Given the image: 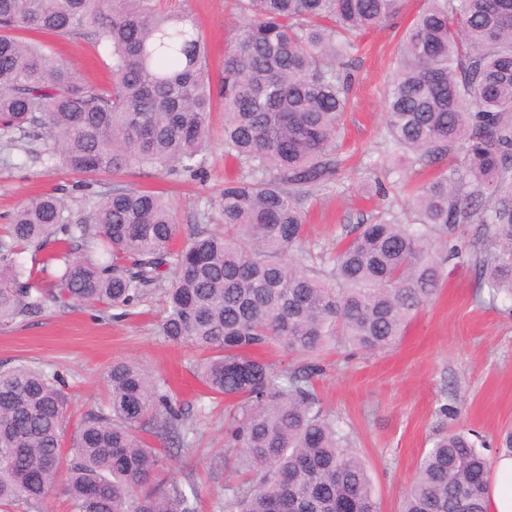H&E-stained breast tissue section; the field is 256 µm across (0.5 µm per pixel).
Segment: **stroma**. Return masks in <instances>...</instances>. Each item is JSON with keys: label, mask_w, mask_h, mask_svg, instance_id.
I'll return each mask as SVG.
<instances>
[{"label": "stroma", "mask_w": 512, "mask_h": 512, "mask_svg": "<svg viewBox=\"0 0 512 512\" xmlns=\"http://www.w3.org/2000/svg\"><path fill=\"white\" fill-rule=\"evenodd\" d=\"M423 0H401L383 27L358 38L345 57L351 76V105L345 114L342 164L328 187L303 204L305 248L330 251L342 233L371 222L387 205L401 206L399 179L422 184L446 170L447 162L404 167L393 174L387 152L384 92L395 70L401 38ZM163 11L189 12L208 46L212 78H219L224 52L240 15L232 0H161ZM54 54L75 66L93 84L111 80L108 60L94 40L50 37ZM234 172L224 160L221 138L212 141L205 180L191 181L131 170L126 184L163 192L179 224L203 221L209 194L222 189ZM82 176L63 166L21 161L9 137L0 136V225L33 196L61 194L74 217L82 215ZM159 304L121 320L83 305L48 306L41 312L0 323V364L26 363L56 369L72 397V417L105 404V372L112 362L144 364L168 380L174 396L194 416L190 452H176L169 464L178 478L191 480L200 512H219L222 481L211 478L224 450V401L192 376V351L158 333ZM315 361L322 368L314 387L326 412L339 420L365 461L380 512H399L423 452L435 434L469 432L488 444V457L503 452L512 432V306L492 300L472 265L456 268L437 296L411 321L386 352L327 346Z\"/></svg>", "instance_id": "stroma-1"}]
</instances>
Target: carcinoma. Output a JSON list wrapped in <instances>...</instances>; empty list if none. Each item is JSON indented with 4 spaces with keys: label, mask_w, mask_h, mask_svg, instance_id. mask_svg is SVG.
I'll return each instance as SVG.
<instances>
[{
    "label": "carcinoma",
    "mask_w": 512,
    "mask_h": 512,
    "mask_svg": "<svg viewBox=\"0 0 512 512\" xmlns=\"http://www.w3.org/2000/svg\"><path fill=\"white\" fill-rule=\"evenodd\" d=\"M244 22L213 84L193 16L158 0H0V128L24 154L36 129L57 151L45 164L85 176L131 168L202 179L214 101L224 157L237 176L206 200L218 229H183L158 192L116 184L84 194L74 220L54 194L34 197L0 237V320L47 302L112 309L121 319L163 298L160 333L204 354L195 372L234 403L224 512H379L349 433L320 406L314 365L277 369L254 356L276 344L312 356L328 344L384 351L404 335L458 267L459 225L483 226L470 258L492 299L512 301V0H428L413 18L385 91L395 160H458L310 267L293 256L303 201L339 163L354 39L392 17L399 0H235ZM98 37L112 86L87 83L44 43ZM54 248L42 267L20 250ZM109 398L71 424L65 379L26 364L0 366V512H45L66 470L71 512H197L198 491L166 472L193 420L144 366L116 361ZM488 457L465 433L438 435L400 512H489Z\"/></svg>",
    "instance_id": "obj_1"
}]
</instances>
